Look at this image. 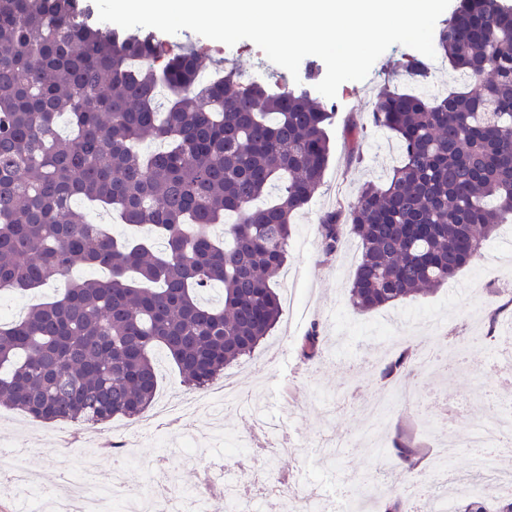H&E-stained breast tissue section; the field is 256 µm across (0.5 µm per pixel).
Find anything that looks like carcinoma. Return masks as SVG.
Instances as JSON below:
<instances>
[{
	"label": "carcinoma",
	"mask_w": 512,
	"mask_h": 512,
	"mask_svg": "<svg viewBox=\"0 0 512 512\" xmlns=\"http://www.w3.org/2000/svg\"><path fill=\"white\" fill-rule=\"evenodd\" d=\"M507 43L511 4L460 0L434 49L486 92L377 96L372 121L395 134L403 160L319 224L325 258L358 240L356 311L443 286L512 223ZM402 67L428 78L421 59ZM200 73L193 47L168 51L149 32L103 25L84 0H0V291L34 290L75 264L108 271L0 323V406L81 427L137 418L156 397V351L198 391L271 335L282 314L275 278L293 217L329 164L333 112L308 84L275 90L226 66L204 87ZM147 135L163 147L142 151ZM78 198L154 239L115 238L85 220ZM221 221L219 241L210 228ZM213 287L218 306L200 300ZM326 342L312 326L300 363ZM419 367L400 350L378 379ZM390 452L415 471L419 448L398 436ZM469 504L512 512V497L473 494ZM384 512L409 504L392 491Z\"/></svg>",
	"instance_id": "carcinoma-1"
}]
</instances>
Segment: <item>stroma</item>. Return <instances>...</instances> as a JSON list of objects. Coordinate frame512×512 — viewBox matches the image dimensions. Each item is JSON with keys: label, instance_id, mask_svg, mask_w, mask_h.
Returning a JSON list of instances; mask_svg holds the SVG:
<instances>
[{"label": "stroma", "instance_id": "35a3bbf8", "mask_svg": "<svg viewBox=\"0 0 512 512\" xmlns=\"http://www.w3.org/2000/svg\"><path fill=\"white\" fill-rule=\"evenodd\" d=\"M166 46L186 44L202 51L205 70L222 60L238 70L253 71L264 81L279 86L294 81L319 83L325 76L323 61L315 56L302 60L298 76L272 63L253 42L242 40L228 46L184 30L171 35L159 33ZM411 48L393 45L374 63L366 80L340 85L331 104L335 112L329 128L331 158L323 181L309 203L295 215L289 241L288 261L276 278L280 297L296 292L307 312L294 318L290 306H283L273 336L268 337L253 356L227 367L224 379L242 398L263 407L286 430L295 445L294 453L276 456V472L287 474L288 484L301 493L316 496L350 494L372 459L362 445L372 421L362 411V403L371 401L380 383L379 367L393 351L383 343V317L394 320L396 335L406 347L417 348L425 339L446 335L468 342L466 360L448 375L423 369L404 380L403 395L393 401V411L381 429L382 440L402 434L422 452V469L433 463L432 445L439 434L438 419L426 402L429 394L447 392L448 435L466 432L475 412L506 414L512 412V389L497 379L493 368L492 343L485 340V315L503 304L498 283L491 277L500 272L512 274V253L502 250L504 238L512 235V224L489 238L479 265L486 270L478 275L466 268L447 285L406 300L395 306L367 314L355 311L348 300L359 255L356 239H346L345 251L326 259L319 253L318 224L321 214L338 204L354 202L361 186L383 176L399 163L401 151L397 139L380 128H369L361 145L362 162L350 161L344 129L349 122L366 121L377 94L385 87L402 92L419 91L399 65L411 55ZM319 324L329 338V347L312 368L301 366L296 344L312 324ZM68 422L41 423L16 410L0 407V446L24 449L22 468L42 482L54 480L70 470L77 447H64L72 432ZM342 433L355 440L354 446L330 449L326 439ZM180 437L170 433L161 441H143L135 453L137 477H144L150 464L167 456L166 477L177 488L194 485L197 474L207 471L213 456L186 463L179 452Z\"/></svg>", "mask_w": 512, "mask_h": 512}]
</instances>
